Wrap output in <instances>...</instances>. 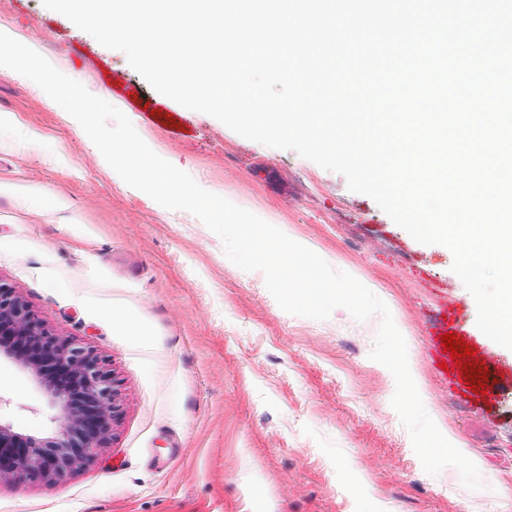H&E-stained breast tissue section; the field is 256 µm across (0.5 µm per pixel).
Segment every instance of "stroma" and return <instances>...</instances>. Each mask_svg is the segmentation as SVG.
I'll return each mask as SVG.
<instances>
[{"instance_id":"35a3bbf8","label":"stroma","mask_w":512,"mask_h":512,"mask_svg":"<svg viewBox=\"0 0 512 512\" xmlns=\"http://www.w3.org/2000/svg\"><path fill=\"white\" fill-rule=\"evenodd\" d=\"M0 32L121 110L199 186L274 216L382 299L427 413L483 484L424 471L391 405L395 379L369 357L380 315L285 312L262 272L234 265L193 214L127 185L70 114L0 67V116L13 119L0 129V282L109 360L120 404L89 463L0 484V512H512V389L472 392L471 373L441 369V338L467 343L489 378L512 375V350L477 327L448 248L414 240L343 175L158 93L42 0H0ZM55 416L1 360L0 422L43 433Z\"/></svg>"}]
</instances>
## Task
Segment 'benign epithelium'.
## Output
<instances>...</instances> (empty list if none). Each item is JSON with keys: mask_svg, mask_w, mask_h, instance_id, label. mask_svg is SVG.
<instances>
[{"mask_svg": "<svg viewBox=\"0 0 512 512\" xmlns=\"http://www.w3.org/2000/svg\"><path fill=\"white\" fill-rule=\"evenodd\" d=\"M0 355L27 371L58 409L49 437L0 423V483L21 474L58 479L90 461L119 409L106 361L90 347L50 333L16 288L2 282Z\"/></svg>", "mask_w": 512, "mask_h": 512, "instance_id": "7a95c632", "label": "benign epithelium"}]
</instances>
